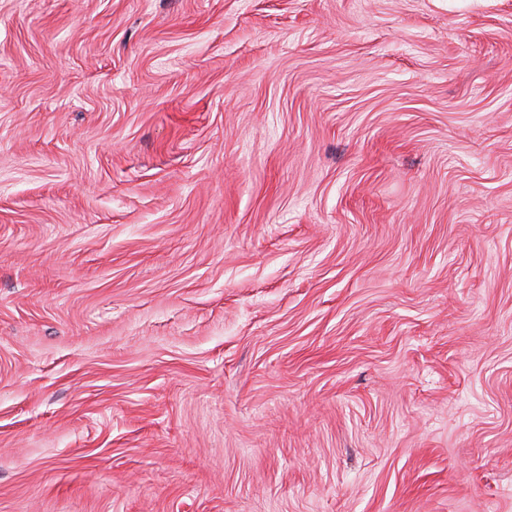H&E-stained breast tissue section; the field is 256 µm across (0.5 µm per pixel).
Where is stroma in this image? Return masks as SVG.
Masks as SVG:
<instances>
[{"label":"stroma","instance_id":"stroma-1","mask_svg":"<svg viewBox=\"0 0 512 512\" xmlns=\"http://www.w3.org/2000/svg\"><path fill=\"white\" fill-rule=\"evenodd\" d=\"M0 512H512V0H0Z\"/></svg>","mask_w":512,"mask_h":512}]
</instances>
